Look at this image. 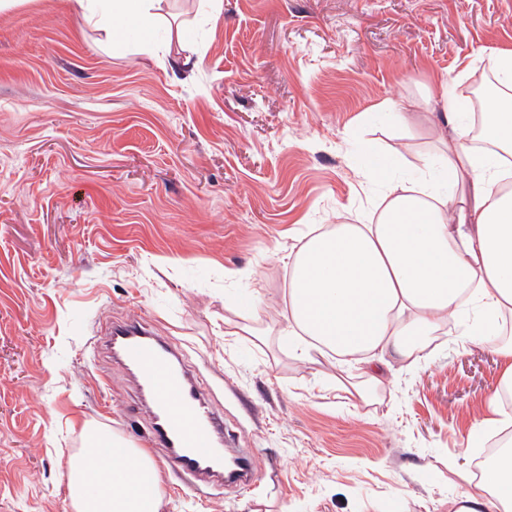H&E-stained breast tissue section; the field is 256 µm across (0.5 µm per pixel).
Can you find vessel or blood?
Masks as SVG:
<instances>
[{
    "instance_id": "obj_1",
    "label": "vessel or blood",
    "mask_w": 512,
    "mask_h": 512,
    "mask_svg": "<svg viewBox=\"0 0 512 512\" xmlns=\"http://www.w3.org/2000/svg\"><path fill=\"white\" fill-rule=\"evenodd\" d=\"M105 343L148 401L150 422L144 437L150 447L164 449L174 473L187 479L220 480L224 459L230 456L238 462L233 483L239 487L251 483L257 469L255 456L226 442L222 418L193 376L176 364L169 343L136 323L112 326Z\"/></svg>"
}]
</instances>
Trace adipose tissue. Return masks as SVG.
<instances>
[{
	"mask_svg": "<svg viewBox=\"0 0 512 512\" xmlns=\"http://www.w3.org/2000/svg\"><path fill=\"white\" fill-rule=\"evenodd\" d=\"M76 2L105 39L133 28L144 49L169 53V43L152 38L161 0ZM490 62L502 93L485 101L488 151L470 145L460 92L436 85L430 100L441 110L433 130L447 148V189L395 179L391 158H379L370 175L387 191L373 223L312 228L288 257L285 323L267 332L302 362L357 365V397L389 385L394 362L424 359L432 337L451 334L467 311L473 318L463 341L496 350L499 390L512 394V336L499 325L512 314V190L502 189L512 156V51ZM82 435L68 482L75 512H162V482L147 449L88 425ZM477 487L452 499L451 512H512V452L485 467Z\"/></svg>",
	"mask_w": 512,
	"mask_h": 512,
	"instance_id": "ef3b65f1",
	"label": "adipose tissue"
}]
</instances>
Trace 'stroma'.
Listing matches in <instances>:
<instances>
[{"label": "stroma", "instance_id": "obj_1", "mask_svg": "<svg viewBox=\"0 0 512 512\" xmlns=\"http://www.w3.org/2000/svg\"><path fill=\"white\" fill-rule=\"evenodd\" d=\"M184 45L106 44L74 0L0 8V512H72L68 473L94 425L142 445L126 369L94 354L106 321L176 344L253 449L243 492L189 487L151 455L164 512H448L474 490L502 367L456 337L365 404L329 364L225 335L259 298L279 320L283 255L368 213L381 185L436 163L430 114L391 103L489 74L512 0H164ZM192 65H184V58Z\"/></svg>", "mask_w": 512, "mask_h": 512}]
</instances>
